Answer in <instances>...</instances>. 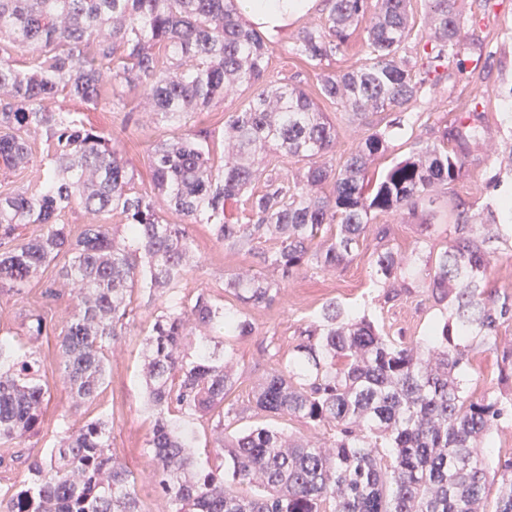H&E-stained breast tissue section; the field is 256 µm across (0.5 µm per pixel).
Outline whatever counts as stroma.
<instances>
[{
	"label": "stroma",
	"instance_id": "35a3bbf8",
	"mask_svg": "<svg viewBox=\"0 0 512 512\" xmlns=\"http://www.w3.org/2000/svg\"><path fill=\"white\" fill-rule=\"evenodd\" d=\"M462 40L449 51L440 68L438 82L427 83L421 95L403 120L401 133L390 150L370 166L371 173H382L394 162L407 156L414 139L435 140L444 126L459 115L477 108L496 146L482 162H468L462 179L437 189L435 207L439 226H447L457 216L477 219L487 205L512 191V0H457ZM327 0H313L310 10L292 20L281 34L270 36V75L275 85H298L315 92L318 70L308 66L296 53L299 31L319 25L328 14ZM465 60L466 73L456 70L458 60ZM248 91L234 90L208 111L192 113L191 125L205 127L213 133L216 158H223L224 124L228 116L244 105ZM128 104L137 113L138 121L123 127L120 113L110 111L106 103L82 107L83 118L96 126L112 131L119 138V148L133 166L138 187L150 185L148 153L152 146L173 136V129L162 127L152 119L149 100L139 92L130 93ZM321 108L335 120L337 129L336 160L345 159L355 149L368 128L393 120L390 112H371L365 119L348 122L342 108L322 103ZM424 212L402 209L388 216L393 226V250L410 253L423 237ZM194 261L183 282L186 295L204 291L223 298L225 306L235 300L224 295L226 275L249 270L251 256L225 249L207 224L193 225ZM60 262L46 267L39 280L31 282L22 292L0 295V337L22 341L45 363L48 394L42 409L40 431L16 447L17 460L0 464V491L10 492L20 486L30 461L42 457L47 448L57 444L60 435L57 423L61 416L74 414L77 422L99 415L112 417V451L137 479L141 512H169V504L156 488L153 473L157 462L146 442L151 435L154 418L144 409L142 389V343L150 333L154 317L162 305L161 298L133 294L134 319L121 341L108 352L106 381L97 398L80 411H72L69 388L60 362L57 345L61 329L70 319L71 286L59 276ZM54 283L56 297L43 294V286ZM384 290L373 277L366 256H358L344 269L323 273L301 270L280 290L269 306L251 309L255 324L253 335L232 340L236 385L227 400L242 404L252 398L253 391L275 361H287L297 342V331L334 300L345 307L365 314L388 336L416 340L425 336L428 327L440 319L441 312L431 299L413 292L394 303H384ZM42 311L46 318L42 336L27 335L26 324L31 313ZM499 350L479 346L469 354L465 368L468 388L474 397L494 396L499 392ZM254 426H270L285 433L314 441L329 438L328 430L316 428L297 419L272 418L262 415L224 423L226 435H236Z\"/></svg>",
	"mask_w": 512,
	"mask_h": 512
}]
</instances>
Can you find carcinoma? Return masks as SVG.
<instances>
[{
    "label": "carcinoma",
    "instance_id": "cac0c4a2",
    "mask_svg": "<svg viewBox=\"0 0 512 512\" xmlns=\"http://www.w3.org/2000/svg\"><path fill=\"white\" fill-rule=\"evenodd\" d=\"M329 2L322 25L299 31L296 53L316 69L346 49L364 22L365 61L319 74L313 98L267 83L268 42L242 21L239 0H0V168L29 164L32 129L43 135L45 160L34 182L0 193V241L16 242L0 254V291L21 289L60 253L71 255L60 275L73 285L75 304L60 350L76 409L104 383L108 348L126 335L134 290L166 297L142 359L156 414L147 447L173 512H480L491 476L499 484L491 512H512V459L491 472L484 456L492 430L512 419V397L475 398L463 374L471 347L497 346L500 327L512 322V295L485 284L488 245L512 241V222L494 213L481 224L457 219L448 241L428 234L409 256L389 247L390 225H375L372 257L384 303L424 288L435 303H448V315L424 341L407 342L330 301L300 328L293 357L274 365L249 405L224 413L302 419L329 428L326 441L288 439L268 426L228 437L220 420L211 450L219 465L201 469L189 452L192 423L224 405L235 385L225 338L253 335L247 310L274 302L281 284L305 267L343 268L376 217L432 205L435 189L457 181L488 144L482 115L467 112L444 128L442 141L417 139L377 180L368 168L389 150L388 126L368 132L336 165V126L318 99L354 117L404 114L425 80L414 78L408 55L422 42L411 0ZM424 2L435 33L425 55L435 69L459 44L461 28L456 0ZM19 48L28 52L23 61L13 57ZM238 87L252 97L224 125L232 158L215 164L204 128L160 141L149 155L148 192L136 187L113 135L52 107L60 96L93 106L105 100L128 126L135 119L125 97L137 90L157 123L179 130L191 113ZM272 153L305 160L307 169L288 183L264 164ZM241 198L244 223L225 211ZM76 202L115 220L124 236L91 223L71 237L62 217ZM29 224L42 233L23 237ZM195 224L211 225L224 248L260 266L224 279L240 307L204 291L181 294ZM268 237L275 247L257 250ZM43 376L35 354L0 337V462L11 445L38 433ZM511 383L509 345L500 384ZM59 429V445L29 463L21 488L0 496V512H141L136 479L111 451L112 419L76 426L64 416ZM241 484L256 487L254 494L236 492Z\"/></svg>",
    "mask_w": 512,
    "mask_h": 512
}]
</instances>
